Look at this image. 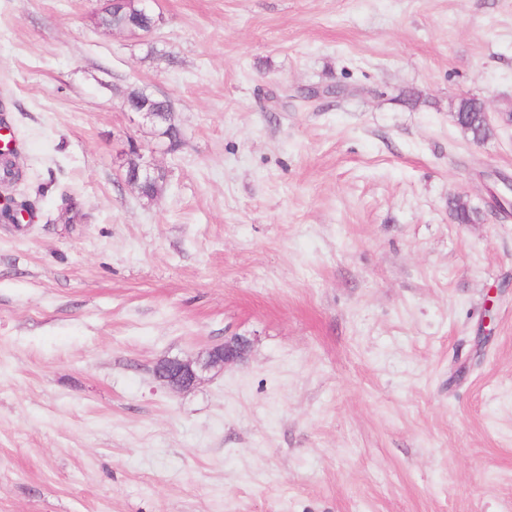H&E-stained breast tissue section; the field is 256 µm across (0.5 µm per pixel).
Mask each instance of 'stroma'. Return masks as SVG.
<instances>
[{"label":"stroma","mask_w":512,"mask_h":512,"mask_svg":"<svg viewBox=\"0 0 512 512\" xmlns=\"http://www.w3.org/2000/svg\"><path fill=\"white\" fill-rule=\"evenodd\" d=\"M97 7L0 0L36 211L0 224V512H512V0ZM135 88L182 132L151 201L113 163L161 141ZM475 98H461L454 112H463V125L461 129L472 139L486 137V124L482 108ZM248 341L237 337L217 343L191 360L168 358L160 361L154 368V374L163 384L172 390H184L193 387L205 373L224 364L240 361L244 358ZM205 353V354H204Z\"/></svg>","instance_id":"obj_1"}]
</instances>
